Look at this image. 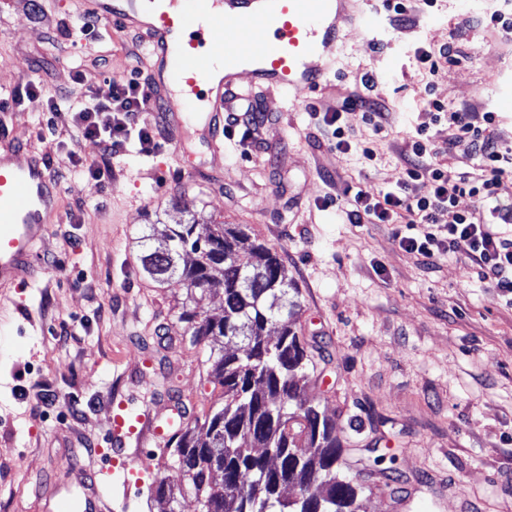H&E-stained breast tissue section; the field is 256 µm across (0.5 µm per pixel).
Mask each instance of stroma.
<instances>
[{
  "label": "stroma",
  "mask_w": 512,
  "mask_h": 512,
  "mask_svg": "<svg viewBox=\"0 0 512 512\" xmlns=\"http://www.w3.org/2000/svg\"><path fill=\"white\" fill-rule=\"evenodd\" d=\"M504 0H441L415 11L406 26L384 17L379 37L367 25L345 34L335 69L307 99L335 106L375 76V96L390 108L374 134L360 113L342 123L355 142L336 152L304 107L267 93L253 144L231 140L213 156L185 112L181 156L130 142L104 160L66 118L50 120L51 97H108L112 79L146 69L142 35L82 28L75 0H0V93L36 76L42 94L0 111V146L42 153L61 190L60 216L40 246L42 273L31 288L0 290V512H43L62 487L63 464L112 469L103 498L112 512H163L159 482L182 485L172 449L129 436L113 453L112 418L169 403L156 387L168 373L188 408L204 419L222 397L190 345L175 305L179 285L144 273L138 239L158 218L196 214L245 224L275 249L300 293L294 317L313 364L304 397L336 424L343 474L362 488V512H512V306L481 281L465 253L435 268L400 249L384 224H349L340 194L347 185L378 190L400 173L404 149L421 126L435 141L426 99L497 115L512 141V36L489 25ZM459 65L428 73L414 51L440 47L462 19ZM111 70H104L102 60ZM82 67L83 83L73 79ZM374 159H365L361 144ZM110 163L103 183L76 161ZM50 390L41 404L37 387ZM382 465L370 464V456Z\"/></svg>",
  "instance_id": "1"
}]
</instances>
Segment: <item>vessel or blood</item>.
Returning <instances> with one entry per match:
<instances>
[{"label": "vessel or blood", "mask_w": 512, "mask_h": 512, "mask_svg": "<svg viewBox=\"0 0 512 512\" xmlns=\"http://www.w3.org/2000/svg\"><path fill=\"white\" fill-rule=\"evenodd\" d=\"M368 0H83L84 12L138 31L149 48L150 112L179 127L182 94L206 91L201 121L213 153L228 139L224 115L236 102L263 91L286 92L293 102L316 91L336 66L343 34L359 24ZM179 87L181 96L170 94ZM60 192L44 156L0 150V288L32 287L41 268L39 244L59 216ZM185 407L168 415L136 414L141 434L166 444L183 425ZM81 491L55 499L51 512H101L99 488L111 469L84 478L67 464Z\"/></svg>", "instance_id": "obj_1"}]
</instances>
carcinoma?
<instances>
[{
	"mask_svg": "<svg viewBox=\"0 0 512 512\" xmlns=\"http://www.w3.org/2000/svg\"><path fill=\"white\" fill-rule=\"evenodd\" d=\"M151 240L143 236V271L185 289L177 321L191 344L212 342L209 377L224 395L202 424L174 435L172 466L198 512H359L360 487L338 475L343 448L335 422L301 397L310 359L293 321L299 291L277 251L244 224L195 216L167 225L159 246ZM219 292L224 315L202 314L200 302ZM281 484L298 497L282 498Z\"/></svg>",
	"mask_w": 512,
	"mask_h": 512,
	"instance_id": "1",
	"label": "carcinoma"
}]
</instances>
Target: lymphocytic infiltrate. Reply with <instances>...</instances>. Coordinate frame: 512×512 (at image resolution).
I'll return each instance as SVG.
<instances>
[{"instance_id":"lymphocytic-infiltrate-1","label":"lymphocytic infiltrate","mask_w":512,"mask_h":512,"mask_svg":"<svg viewBox=\"0 0 512 512\" xmlns=\"http://www.w3.org/2000/svg\"><path fill=\"white\" fill-rule=\"evenodd\" d=\"M361 83L362 91L345 98L336 109L324 112L316 104L306 106L316 124L330 129L334 146L341 153L351 150L353 144L341 124L343 113L360 112L374 134L384 130L388 105L369 96L368 90L375 84L372 76H364ZM146 97V83L136 72L129 79L113 82L108 98L89 95L78 109L66 113L57 106L53 114L67 116L84 138L98 142L105 157L118 156L133 140L152 153L162 138L141 121ZM428 112L432 123L447 122L455 138H468L475 146L480 175L448 173L436 157L452 148V140L436 144L423 127L403 154L401 175L394 185L377 192L346 189L345 218L351 224L389 225L397 245L428 266L447 255L465 252L479 276L512 304V237L497 230L498 225L512 224V207L495 203L503 176L512 173V142L495 137V113L468 106L451 108L436 99L429 100ZM417 181L428 183L427 193H410V184ZM463 196L474 198L477 209H458Z\"/></svg>"}]
</instances>
